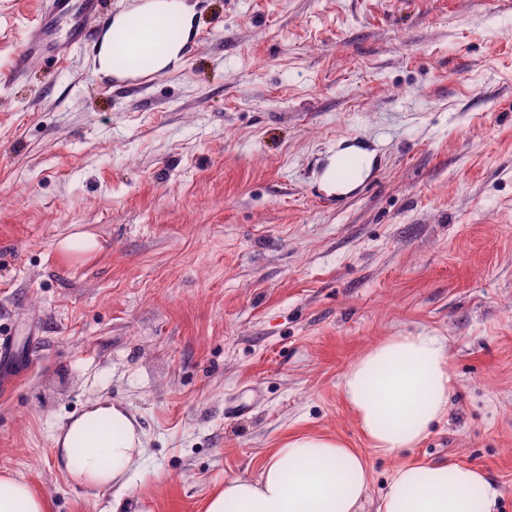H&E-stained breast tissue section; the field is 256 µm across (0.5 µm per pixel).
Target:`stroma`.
<instances>
[{
    "mask_svg": "<svg viewBox=\"0 0 512 512\" xmlns=\"http://www.w3.org/2000/svg\"><path fill=\"white\" fill-rule=\"evenodd\" d=\"M179 68L128 88L97 46L18 62L42 0H0V476L46 512H204L288 437L372 470L482 468L512 512V0H190ZM371 187L323 206L352 139ZM76 231L93 253H63ZM398 332L445 338L448 412L376 453L340 382ZM145 453L125 489L66 481L95 400Z\"/></svg>",
    "mask_w": 512,
    "mask_h": 512,
    "instance_id": "obj_1",
    "label": "stroma"
}]
</instances>
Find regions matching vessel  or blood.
I'll use <instances>...</instances> for the list:
<instances>
[{"instance_id": "1", "label": "vessel or blood", "mask_w": 512, "mask_h": 512, "mask_svg": "<svg viewBox=\"0 0 512 512\" xmlns=\"http://www.w3.org/2000/svg\"><path fill=\"white\" fill-rule=\"evenodd\" d=\"M45 4L39 19L26 31L21 59L64 58L74 47L89 41L90 21L102 25L110 22L109 16L101 12L102 0H45ZM374 167L375 159L362 141H354L338 154L333 171L338 184L337 201H344L354 190L370 187Z\"/></svg>"}]
</instances>
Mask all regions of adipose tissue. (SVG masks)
<instances>
[{"instance_id": "adipose-tissue-1", "label": "adipose tissue", "mask_w": 512, "mask_h": 512, "mask_svg": "<svg viewBox=\"0 0 512 512\" xmlns=\"http://www.w3.org/2000/svg\"><path fill=\"white\" fill-rule=\"evenodd\" d=\"M177 17L181 38L168 41ZM114 29L127 38L101 35L98 66L117 74L116 56L142 55L164 44L152 69L178 68L194 31L187 0H146L118 15ZM452 377L443 337L399 332L367 349L344 372L341 389L360 432L381 454L416 447L448 411ZM68 480L104 489L122 483L144 454L143 433L121 405L101 400L75 418L59 441ZM371 485L366 458L335 437L297 435L268 456L257 477L225 482L206 512H365ZM499 490L477 467L451 462L404 464L391 474L376 512H495Z\"/></svg>"}]
</instances>
